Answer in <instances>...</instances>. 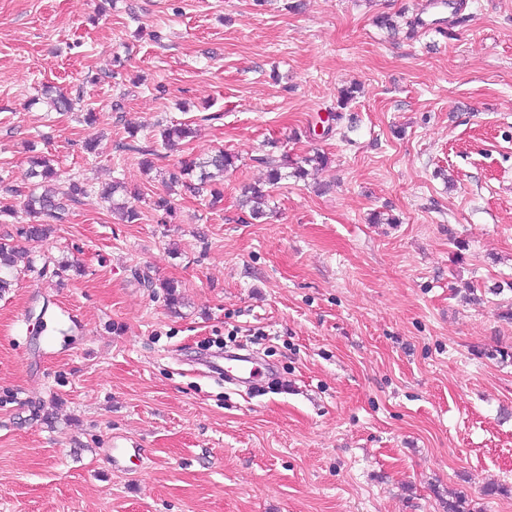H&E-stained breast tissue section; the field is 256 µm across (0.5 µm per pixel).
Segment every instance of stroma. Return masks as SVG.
Masks as SVG:
<instances>
[{
  "label": "stroma",
  "mask_w": 512,
  "mask_h": 512,
  "mask_svg": "<svg viewBox=\"0 0 512 512\" xmlns=\"http://www.w3.org/2000/svg\"><path fill=\"white\" fill-rule=\"evenodd\" d=\"M295 2L0 0V178L36 152L89 186L17 242L64 275L0 295V512H512V0H454L462 25L430 0ZM401 13L425 27L376 24ZM180 122L151 173L119 148ZM219 149L220 203L169 194ZM317 153L250 218L265 158ZM114 180L135 223L99 197ZM238 344L271 382L199 373ZM116 437L140 450L122 470Z\"/></svg>",
  "instance_id": "obj_1"
}]
</instances>
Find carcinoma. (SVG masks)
<instances>
[{
    "label": "carcinoma",
    "mask_w": 512,
    "mask_h": 512,
    "mask_svg": "<svg viewBox=\"0 0 512 512\" xmlns=\"http://www.w3.org/2000/svg\"><path fill=\"white\" fill-rule=\"evenodd\" d=\"M193 134L192 128L185 124H173L160 130L161 144L167 148L175 142ZM237 157L231 153L218 150L206 158L190 161L178 173L172 174L171 183L181 184L197 194H208L213 199L221 197L218 185L224 181V172L235 167ZM269 167L268 184L274 186L286 175L282 169L288 167V161L278 162L266 158ZM27 190L24 191V213L26 220L19 222L16 235L25 239H43L47 237L50 227L42 221L47 217L58 224L68 220L71 207L80 203L88 194V186L75 176L59 181L58 173L45 157L30 160L27 171ZM269 194L260 187H252L248 202L250 218L257 220L265 215L264 206ZM17 250L7 238H0V292L12 286L10 274L16 266Z\"/></svg>",
    "instance_id": "obj_1"
}]
</instances>
